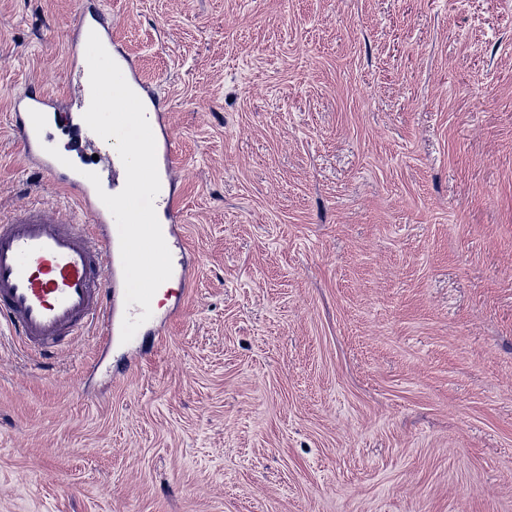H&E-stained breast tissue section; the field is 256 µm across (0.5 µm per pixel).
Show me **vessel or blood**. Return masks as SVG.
Instances as JSON below:
<instances>
[{
  "mask_svg": "<svg viewBox=\"0 0 512 512\" xmlns=\"http://www.w3.org/2000/svg\"><path fill=\"white\" fill-rule=\"evenodd\" d=\"M92 32L97 33L132 90L139 98H146L132 60L114 46L112 18L99 0H81L69 43L73 73L83 81L89 78L85 49ZM89 105L84 99L72 107L44 93L13 100L11 126L27 157L50 178L63 179L89 218L88 223L81 224L31 206L0 220V321L41 357L53 355L62 343L82 335L96 319L102 325L100 344H111L124 317L143 312L140 305L125 303L119 234L113 216L81 167L62 156L43 134L46 118L64 123L73 113H85ZM154 206L165 240H172L182 220L179 198L164 185Z\"/></svg>",
  "mask_w": 512,
  "mask_h": 512,
  "instance_id": "obj_1",
  "label": "vessel or blood"
}]
</instances>
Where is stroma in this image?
Masks as SVG:
<instances>
[{
	"mask_svg": "<svg viewBox=\"0 0 512 512\" xmlns=\"http://www.w3.org/2000/svg\"><path fill=\"white\" fill-rule=\"evenodd\" d=\"M198 273L49 368L0 330V512H512V0H102ZM78 0H0V217L73 215L12 99Z\"/></svg>",
	"mask_w": 512,
	"mask_h": 512,
	"instance_id": "1",
	"label": "stroma"
}]
</instances>
